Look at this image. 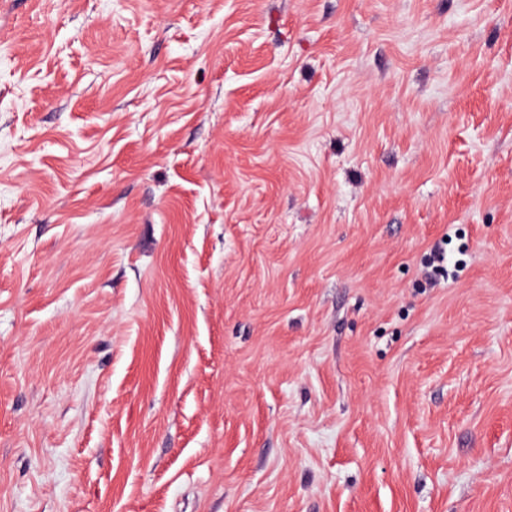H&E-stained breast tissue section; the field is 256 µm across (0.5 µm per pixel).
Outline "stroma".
Listing matches in <instances>:
<instances>
[{"label": "stroma", "instance_id": "35a3bbf8", "mask_svg": "<svg viewBox=\"0 0 512 512\" xmlns=\"http://www.w3.org/2000/svg\"><path fill=\"white\" fill-rule=\"evenodd\" d=\"M0 512H512V0H0Z\"/></svg>", "mask_w": 512, "mask_h": 512}]
</instances>
